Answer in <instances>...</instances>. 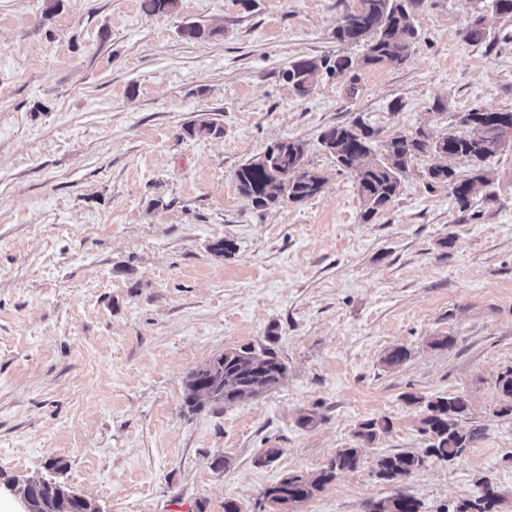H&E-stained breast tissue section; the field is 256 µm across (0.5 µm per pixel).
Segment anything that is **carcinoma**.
Wrapping results in <instances>:
<instances>
[{
  "mask_svg": "<svg viewBox=\"0 0 512 512\" xmlns=\"http://www.w3.org/2000/svg\"><path fill=\"white\" fill-rule=\"evenodd\" d=\"M424 0H356L347 12L351 17L345 26L334 32L336 40L344 44L364 43L360 57L341 55L335 60L303 59L295 62L285 74L294 91L300 96L313 92L323 74L350 72L368 65L402 63L411 54L417 37L416 14ZM178 0H142L148 13H172ZM221 29L207 23L190 22L181 27V34L190 41H209ZM484 16L476 14L466 29V40L479 44L486 40ZM479 109L460 117L465 132L449 134L438 140L420 131L408 141L393 136L377 152L379 131L357 118L350 124L331 126L321 134V144L337 166L348 171L357 186L362 202V218L368 222L387 209L397 198L401 177L413 159L429 152L444 156L448 161L464 158L472 164V177L457 181L452 194L460 211L471 207V198L479 187L489 188L494 181L487 162L501 151L503 142L512 141V111H486L484 115L500 116L497 121L469 123ZM190 136H219L223 129L215 122L190 124L185 128ZM306 146L297 139L275 143V149L261 160L254 156L235 173L240 194L252 204L268 209L284 203H300L318 194L325 178L306 166ZM455 174L451 165H436L428 170V186L448 183V175ZM287 367L275 351L268 347L245 344L227 349L203 366L193 370L185 382L183 406L197 412L210 406L225 407L254 399L279 385L286 376ZM504 406L499 414L512 415V369L497 379ZM410 403L422 407L420 431L429 435L431 444L423 452L399 451L381 457L374 471L375 477L385 483L400 481L423 467L429 460L451 462L471 447L477 430H465L460 421L469 412V400L461 394L435 396L430 399L406 396ZM392 428L391 420L374 417L358 425L356 444L343 448L327 468L317 474H290L265 492L273 504H295L311 499L330 483L340 470H356L361 461V449L368 448ZM5 485L26 494L29 512H66L65 503L74 494L65 483L44 480L36 486L15 478ZM498 495L489 483H484L483 494L464 501L457 512H492ZM371 512H421V502L411 495L396 493L373 503Z\"/></svg>",
  "mask_w": 512,
  "mask_h": 512,
  "instance_id": "1",
  "label": "carcinoma"
}]
</instances>
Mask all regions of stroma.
<instances>
[{
    "instance_id": "stroma-1",
    "label": "stroma",
    "mask_w": 512,
    "mask_h": 512,
    "mask_svg": "<svg viewBox=\"0 0 512 512\" xmlns=\"http://www.w3.org/2000/svg\"><path fill=\"white\" fill-rule=\"evenodd\" d=\"M353 0H0V475L66 483L101 512H370L405 492L454 512L481 482L512 512V148L491 159L492 198L460 210L416 157L392 205L363 221L352 176L320 143L362 117L381 138L457 132L475 108L512 111V15L477 0H424L408 59L285 80L302 58L359 54L333 32ZM196 20L213 40L180 33ZM213 121L220 136H188ZM305 143L326 179L263 210L236 170L275 142ZM233 241L229 256L211 251ZM450 336L444 350L436 336ZM270 346L282 383L245 404L183 410L188 374L224 349ZM404 346L409 358L387 367ZM461 394L480 438L395 484L377 460L418 452L421 407ZM314 425L301 427L303 416ZM391 431L307 502L263 493L315 474L359 423ZM280 449L260 464L266 449ZM223 467H214L216 458ZM63 470L51 468V461Z\"/></svg>"
}]
</instances>
